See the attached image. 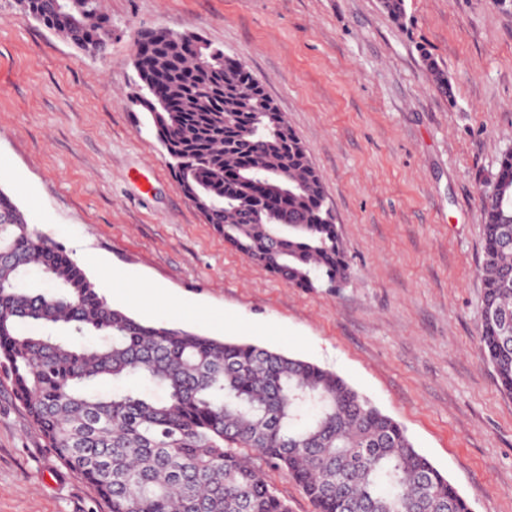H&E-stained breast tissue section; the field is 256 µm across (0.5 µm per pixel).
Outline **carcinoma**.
<instances>
[{"instance_id":"obj_1","label":"carcinoma","mask_w":512,"mask_h":512,"mask_svg":"<svg viewBox=\"0 0 512 512\" xmlns=\"http://www.w3.org/2000/svg\"><path fill=\"white\" fill-rule=\"evenodd\" d=\"M103 53L100 0H20ZM401 25L404 0H381ZM193 34L153 29L137 105L183 195L224 242L297 288L350 264L325 182L263 84ZM480 349L512 396V150L480 200ZM0 372L48 447L108 512H290L255 466L314 512H471L405 429L335 373L283 352L146 324L115 308L0 189ZM265 475L279 494L288 500L290 512H313V507L299 488L281 472L263 466Z\"/></svg>"}]
</instances>
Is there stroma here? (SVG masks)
Listing matches in <instances>:
<instances>
[{"instance_id": "35a3bbf8", "label": "stroma", "mask_w": 512, "mask_h": 512, "mask_svg": "<svg viewBox=\"0 0 512 512\" xmlns=\"http://www.w3.org/2000/svg\"><path fill=\"white\" fill-rule=\"evenodd\" d=\"M91 56L0 0V190L113 307L332 371L470 502L512 512V397L479 350L478 195L512 148V4L101 0ZM194 32L264 85L322 174L351 273L305 290L225 243L178 189L145 111L139 31ZM447 75L443 94L425 63ZM162 289L150 303L136 289ZM0 512H107L0 377Z\"/></svg>"}]
</instances>
